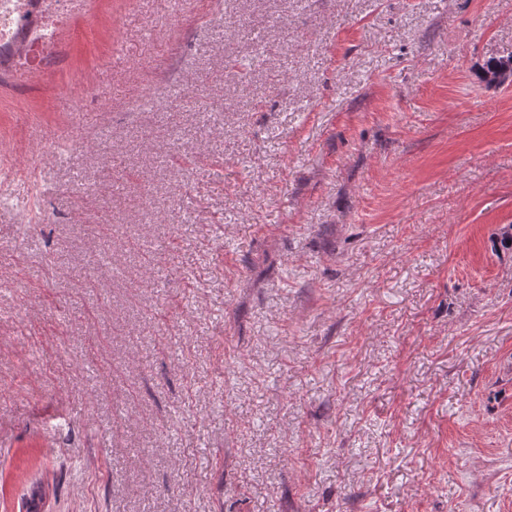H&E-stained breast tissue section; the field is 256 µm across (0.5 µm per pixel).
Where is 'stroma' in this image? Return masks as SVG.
I'll return each mask as SVG.
<instances>
[{"mask_svg":"<svg viewBox=\"0 0 512 512\" xmlns=\"http://www.w3.org/2000/svg\"><path fill=\"white\" fill-rule=\"evenodd\" d=\"M512 0H92L0 80V512H512Z\"/></svg>","mask_w":512,"mask_h":512,"instance_id":"stroma-1","label":"stroma"}]
</instances>
